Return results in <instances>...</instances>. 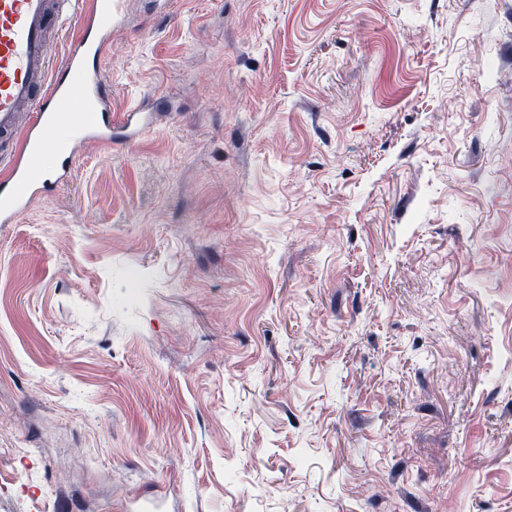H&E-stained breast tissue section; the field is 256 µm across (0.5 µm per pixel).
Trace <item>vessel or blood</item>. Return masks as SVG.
<instances>
[{"label":"vessel or blood","instance_id":"obj_1","mask_svg":"<svg viewBox=\"0 0 512 512\" xmlns=\"http://www.w3.org/2000/svg\"><path fill=\"white\" fill-rule=\"evenodd\" d=\"M118 0H0V223H15L30 197L68 182L69 141L111 143L112 106L100 60ZM76 20L74 48L51 65L52 34Z\"/></svg>","mask_w":512,"mask_h":512}]
</instances>
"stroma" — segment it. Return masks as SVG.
Returning <instances> with one entry per match:
<instances>
[{"label":"stroma","instance_id":"obj_1","mask_svg":"<svg viewBox=\"0 0 512 512\" xmlns=\"http://www.w3.org/2000/svg\"><path fill=\"white\" fill-rule=\"evenodd\" d=\"M135 141L0 224V512H512V0H121Z\"/></svg>","mask_w":512,"mask_h":512}]
</instances>
